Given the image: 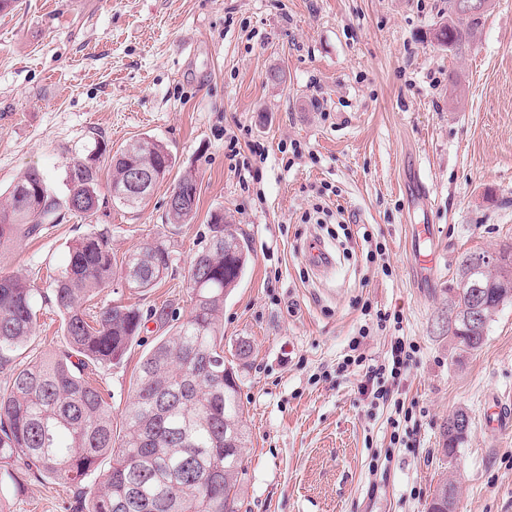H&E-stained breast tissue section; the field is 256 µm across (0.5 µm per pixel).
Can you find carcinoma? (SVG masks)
<instances>
[{
  "label": "carcinoma",
  "instance_id": "obj_1",
  "mask_svg": "<svg viewBox=\"0 0 512 512\" xmlns=\"http://www.w3.org/2000/svg\"><path fill=\"white\" fill-rule=\"evenodd\" d=\"M466 0H448V21L439 25L437 40L462 53L470 45L482 10L464 7ZM138 166L154 176L156 187L170 172L172 155L161 141L140 139L128 144L110 161L107 191L113 204L133 206L113 195L127 169ZM100 169L90 161L72 160L67 166V193L57 194L44 174L27 170L0 201V245L35 233L61 211L92 216L100 209ZM187 204L167 210L171 224H188L197 209L196 174L187 170L173 186ZM210 235L194 258L190 271L206 276L197 288L188 278L192 307L187 318L171 328L142 358L133 400L124 414L125 434L115 444L112 409L103 392L84 378L83 369L122 362L145 327L137 308L112 304L88 314L87 302L112 279H124L135 268L128 289L144 292L168 274L171 251L155 239L130 252L118 267L106 232L74 240L65 267L54 279L49 302L63 319L67 348L30 361L12 372L0 390V501L20 486L13 466L19 459L36 476L80 484L94 473L98 487L80 512H238L246 445L244 409L234 368L224 363V331L219 314L240 282L249 259L247 242L237 231L214 221ZM227 237L239 244L226 252L214 244ZM483 253L462 259L460 280L448 288V337L458 354L480 350L487 340L492 314L512 298V263H478ZM480 286L484 321L465 323L472 289L463 277ZM38 289L27 279L0 271V367L12 359L33 333ZM464 410L444 426V451L452 457L469 428ZM109 467L102 469L104 461ZM456 486L437 487L429 512H444Z\"/></svg>",
  "mask_w": 512,
  "mask_h": 512
}]
</instances>
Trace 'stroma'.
Listing matches in <instances>:
<instances>
[{"instance_id": "35a3bbf8", "label": "stroma", "mask_w": 512, "mask_h": 512, "mask_svg": "<svg viewBox=\"0 0 512 512\" xmlns=\"http://www.w3.org/2000/svg\"><path fill=\"white\" fill-rule=\"evenodd\" d=\"M447 19L448 0H15L0 12L1 196L32 167L65 194L70 160L136 139L160 140L174 158L143 208L108 200L96 216L46 222L0 247V270L47 295L76 238L107 231L118 260L159 238L172 265L157 288L115 281L89 305L148 317L163 307L182 320L211 213L251 244L222 317L248 433L240 512H427L446 479L457 512H512V432L494 439L481 426L490 396L512 400V304L479 351L458 355L448 338L461 259L512 245V0H493L459 55L435 39ZM228 135L265 149L242 151L247 175L225 155ZM188 168L196 214L172 224L166 199ZM420 182L432 245L446 255L429 279L410 247ZM367 230L384 262H367ZM312 236L335 257L329 273L305 261ZM362 326L376 360L394 336L419 347L400 398L421 427L396 444L392 404L362 398L356 376L338 369ZM166 333L149 318L120 364L93 369L114 428L143 355ZM64 347L57 311L42 304L13 365ZM460 408L471 425L451 459L441 433ZM15 469L21 487L0 503L5 512H77L74 485L36 478L20 461Z\"/></svg>"}]
</instances>
